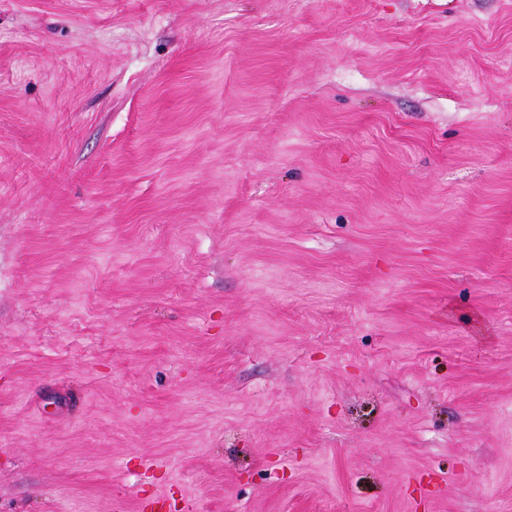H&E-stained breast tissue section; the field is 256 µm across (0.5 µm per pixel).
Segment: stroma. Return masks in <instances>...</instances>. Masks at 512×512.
Returning <instances> with one entry per match:
<instances>
[{
    "instance_id": "stroma-1",
    "label": "stroma",
    "mask_w": 512,
    "mask_h": 512,
    "mask_svg": "<svg viewBox=\"0 0 512 512\" xmlns=\"http://www.w3.org/2000/svg\"><path fill=\"white\" fill-rule=\"evenodd\" d=\"M512 512V0H0V512Z\"/></svg>"
}]
</instances>
